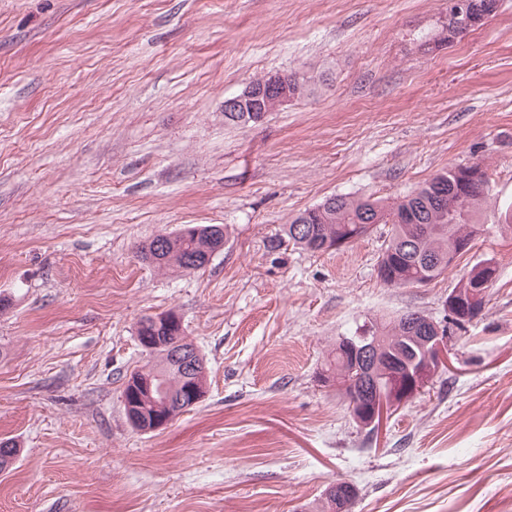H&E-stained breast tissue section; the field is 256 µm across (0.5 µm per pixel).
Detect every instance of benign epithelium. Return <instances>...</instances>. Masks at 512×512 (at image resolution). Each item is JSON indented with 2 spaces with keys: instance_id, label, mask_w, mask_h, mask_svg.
I'll use <instances>...</instances> for the list:
<instances>
[{
  "instance_id": "1",
  "label": "benign epithelium",
  "mask_w": 512,
  "mask_h": 512,
  "mask_svg": "<svg viewBox=\"0 0 512 512\" xmlns=\"http://www.w3.org/2000/svg\"><path fill=\"white\" fill-rule=\"evenodd\" d=\"M295 75L276 74L250 84L244 92L224 100V111L242 112L249 122H259L299 93ZM494 277L490 265L481 275L467 276L448 295L450 320L436 321L419 314L407 324L413 339L425 344L427 353L414 368L400 369L395 359L382 355L369 337L349 341L344 348L345 367L336 373V386L343 390L356 421L364 427H376L387 409L398 406L420 392L438 371L451 340L448 323L462 325L472 321L482 310L487 288Z\"/></svg>"
}]
</instances>
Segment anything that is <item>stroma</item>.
<instances>
[{"instance_id":"1","label":"stroma","mask_w":512,"mask_h":512,"mask_svg":"<svg viewBox=\"0 0 512 512\" xmlns=\"http://www.w3.org/2000/svg\"><path fill=\"white\" fill-rule=\"evenodd\" d=\"M448 0H0V512H512V0L449 38ZM301 94L228 125L250 82ZM481 162L485 224L424 286L377 276L389 227L312 253L274 247L333 195L395 201ZM219 225L198 270L140 244ZM495 276L444 366L360 427L322 376L338 337L444 319ZM182 320L204 397L140 432L122 392L141 318ZM480 276L468 275L461 284L448 295L446 304L448 315L454 325L472 321L482 310L487 288H489L494 269L484 265Z\"/></svg>"}]
</instances>
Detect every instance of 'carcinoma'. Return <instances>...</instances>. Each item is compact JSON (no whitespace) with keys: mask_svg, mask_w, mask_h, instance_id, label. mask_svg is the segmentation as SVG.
Instances as JSON below:
<instances>
[{"mask_svg":"<svg viewBox=\"0 0 512 512\" xmlns=\"http://www.w3.org/2000/svg\"><path fill=\"white\" fill-rule=\"evenodd\" d=\"M438 179L444 181L443 191L448 194L449 209L444 213L436 210L431 195L433 183ZM488 191L489 180L463 183L454 167L437 174L423 186L391 204L338 195L336 205L324 207L304 222V234L299 238L293 234L294 225L302 218V215H297L286 225L284 236L276 241V246L289 242L311 252L326 251L328 247L325 242L328 240L333 242L350 236L356 241L364 237L370 232L365 223L373 219L377 224L392 226L390 239L378 263L380 280L388 286H402L406 280L417 277L431 282L448 272L450 266L444 262L429 268L425 265V259L429 256L448 257V247L456 235L463 232L467 225L477 223L476 216ZM220 243V231L215 225L185 226L167 241L162 253L165 262L158 268L172 271L200 269L210 262ZM370 330L380 346L390 350L402 348L407 365L422 360V347L404 338L403 319H397L387 330L372 321ZM138 335L149 337L152 347L148 353L155 360L144 374L153 376L154 382L166 385L174 395L173 402H178L180 397L184 399L183 405L171 406L177 416L190 402L185 389L191 380L187 379L181 367L183 360L190 356L188 348L192 342L188 341L185 333L165 324L140 330ZM158 410H164L163 402L147 399L138 420H132L130 424L143 431L151 425L153 413Z\"/></svg>","mask_w":512,"mask_h":512,"instance_id":"obj_1","label":"carcinoma"}]
</instances>
